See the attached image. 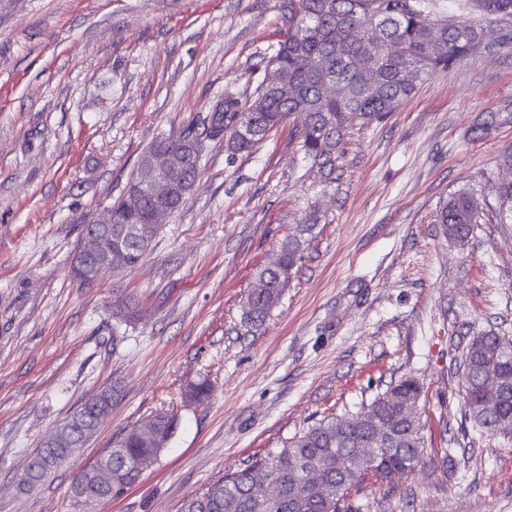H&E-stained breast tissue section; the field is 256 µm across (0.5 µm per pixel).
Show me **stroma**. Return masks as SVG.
Wrapping results in <instances>:
<instances>
[{
    "label": "stroma",
    "instance_id": "35a3bbf8",
    "mask_svg": "<svg viewBox=\"0 0 512 512\" xmlns=\"http://www.w3.org/2000/svg\"><path fill=\"white\" fill-rule=\"evenodd\" d=\"M479 48L385 120L349 129L333 168L286 121L251 153L208 142L198 182L136 269L71 276L81 225L122 194L141 152L227 92L252 93L283 38V0H0V512H181L183 502L402 376L423 387L421 462L360 512H512V430L473 431L458 359L512 336V224L484 208L468 241L434 215L512 180V26L479 0H423ZM302 259L265 323L242 320L254 272L297 226ZM135 301L131 322L113 310ZM211 389L195 401L198 383ZM119 394L37 488L29 456L89 397ZM179 426L126 492L75 503V474L150 415ZM455 454L447 469L444 449Z\"/></svg>",
    "mask_w": 512,
    "mask_h": 512
}]
</instances>
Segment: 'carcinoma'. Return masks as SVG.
<instances>
[{"mask_svg": "<svg viewBox=\"0 0 512 512\" xmlns=\"http://www.w3.org/2000/svg\"><path fill=\"white\" fill-rule=\"evenodd\" d=\"M491 14L512 17V0H481ZM284 14L288 30L277 44L270 64L288 73L294 93L283 98L277 90L259 86L250 96L224 94L204 118L203 134L191 129L179 136H161L140 155L137 179L148 177L152 157L168 153L184 161L177 172L170 203L176 211L191 192L199 174L204 141L224 143L233 153H250L295 114L299 123L294 137L309 158L330 161L347 127L379 121L397 110L430 74L447 70L473 50L481 32L471 24L439 23L441 35L427 32L421 0H287ZM377 37L397 40L405 54L372 55L365 43ZM342 83L346 95L334 101L321 95L324 81ZM247 120L249 138L237 135L239 122ZM501 222L512 224V182L492 186ZM156 202L138 186L127 184L109 206L112 211V245L105 259L114 268L135 267L162 225L152 223ZM478 210L466 192H458L438 210L435 223L444 234L464 241L478 223ZM299 229L280 245L275 261L259 267L255 286L243 303L248 324L263 325L280 301L291 271L301 259ZM462 395L465 413L482 433L502 431L512 424V336L484 332L473 337L462 354ZM417 380L405 376L377 394L364 410L325 417L296 433L286 444L251 459L244 468L225 475L189 499L182 512H357L349 496L371 480L383 495L395 479L412 473L421 458ZM105 389L81 405L41 442L29 458L26 487L41 485L70 459L83 431L91 428L93 409L114 399ZM178 426L174 413H157L131 428L110 451L79 471L70 485L76 502L95 503L122 495L137 482L162 452L147 437L154 429L168 441ZM345 459L341 469L336 461ZM319 469L320 486L309 483L311 469ZM277 485L275 496L266 484Z\"/></svg>", "mask_w": 512, "mask_h": 512, "instance_id": "obj_1", "label": "carcinoma"}]
</instances>
